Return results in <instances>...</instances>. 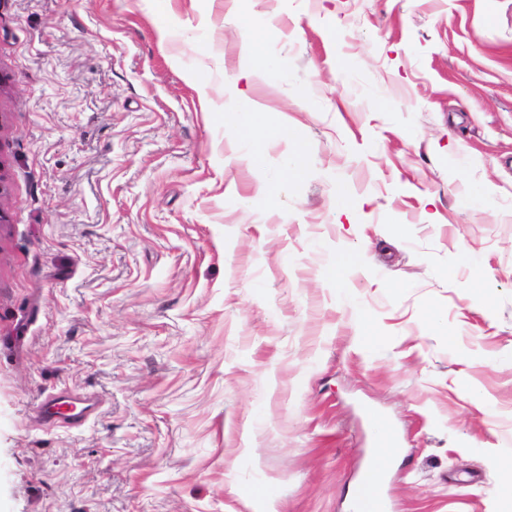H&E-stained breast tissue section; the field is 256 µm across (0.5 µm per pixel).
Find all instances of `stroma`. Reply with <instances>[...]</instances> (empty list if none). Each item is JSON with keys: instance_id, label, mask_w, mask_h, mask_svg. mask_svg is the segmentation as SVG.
<instances>
[{"instance_id": "stroma-1", "label": "stroma", "mask_w": 512, "mask_h": 512, "mask_svg": "<svg viewBox=\"0 0 512 512\" xmlns=\"http://www.w3.org/2000/svg\"><path fill=\"white\" fill-rule=\"evenodd\" d=\"M376 415L391 512H501L512 0H0V512H353ZM265 39L266 30L263 28H256L254 31L253 55L259 69L267 78H272L276 75V66L265 53ZM241 135L251 147L253 161L261 162L264 158L263 148L274 135V131L265 124L261 112H245Z\"/></svg>"}]
</instances>
